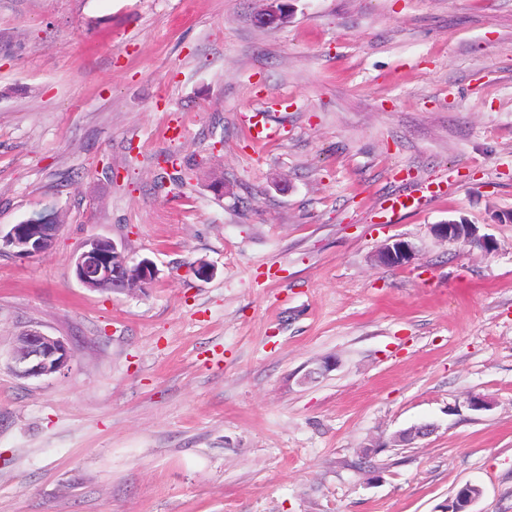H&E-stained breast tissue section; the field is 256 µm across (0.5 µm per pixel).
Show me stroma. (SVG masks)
<instances>
[{"instance_id":"obj_1","label":"stroma","mask_w":512,"mask_h":512,"mask_svg":"<svg viewBox=\"0 0 512 512\" xmlns=\"http://www.w3.org/2000/svg\"><path fill=\"white\" fill-rule=\"evenodd\" d=\"M291 3L0 0V227L61 224L0 253V512H512V0ZM93 237L156 280L82 287ZM290 0H267L268 6L254 18L261 27L282 26L291 18ZM51 213L39 214L31 218L29 224L22 221L11 225L6 231L0 227L1 249L17 256H30L48 251L58 235L61 224H51L56 220ZM434 234L444 240L470 242L478 245L486 252H493L496 248L495 242L486 236H478L474 224L465 222H447L436 224L433 227ZM415 252V246L411 242L398 238L387 243L380 250L378 259L385 265L403 266L414 260ZM73 356L68 340L29 329L18 339L12 357L13 369L22 378L50 376L68 367Z\"/></svg>"}]
</instances>
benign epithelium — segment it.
<instances>
[{"mask_svg": "<svg viewBox=\"0 0 512 512\" xmlns=\"http://www.w3.org/2000/svg\"><path fill=\"white\" fill-rule=\"evenodd\" d=\"M291 18L290 0H267L265 10L254 21L261 27L282 26ZM58 224H13L7 230L0 229V246L17 256H30L48 251L58 235ZM434 234L444 240L470 242L487 252L495 250V242L477 235V228L465 222L436 224ZM415 246L398 238L386 244L379 252L381 263L403 266L415 259ZM77 281L85 288L96 290L109 288L124 292L142 288L158 276L156 265L149 259L134 261L117 244L104 237L88 240L82 252L74 260ZM69 341L50 336L39 329H29L18 339L14 351L13 369L22 378H40L63 371L73 359Z\"/></svg>", "mask_w": 512, "mask_h": 512, "instance_id": "7a95c632", "label": "benign epithelium"}]
</instances>
